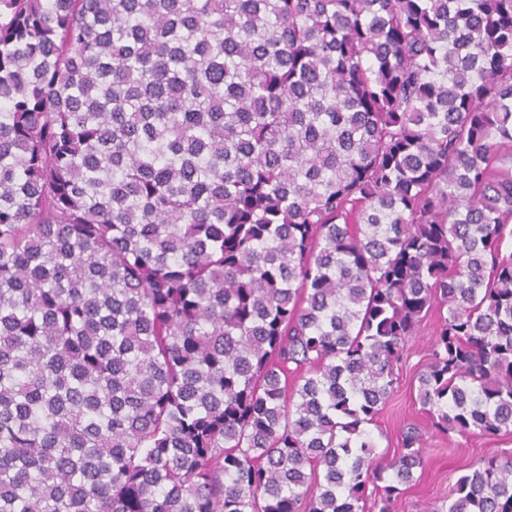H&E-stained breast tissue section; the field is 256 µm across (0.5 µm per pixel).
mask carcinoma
Here are the masks:
<instances>
[{
  "label": "carcinoma",
  "mask_w": 512,
  "mask_h": 512,
  "mask_svg": "<svg viewBox=\"0 0 512 512\" xmlns=\"http://www.w3.org/2000/svg\"><path fill=\"white\" fill-rule=\"evenodd\" d=\"M509 236L512 0H0V512H393L430 312L435 432L512 433Z\"/></svg>",
  "instance_id": "obj_1"
}]
</instances>
